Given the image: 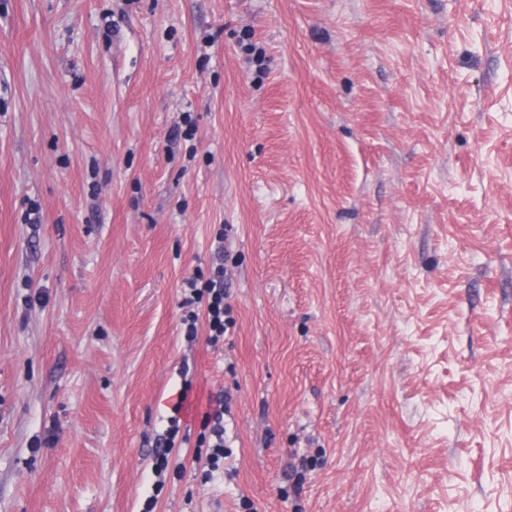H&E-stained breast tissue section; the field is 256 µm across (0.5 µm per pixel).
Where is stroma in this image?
<instances>
[{
  "mask_svg": "<svg viewBox=\"0 0 512 512\" xmlns=\"http://www.w3.org/2000/svg\"><path fill=\"white\" fill-rule=\"evenodd\" d=\"M148 505L512 512V0H0V512ZM186 284L188 288L184 290H188V295L184 297L183 304L204 307L210 329L208 341L216 345L221 339L224 340V333L233 326V320L228 316L231 305L226 302L230 295L224 284V265H219L200 285L196 278L188 279ZM207 410L202 414L200 443L207 442V456L212 470L218 469L220 459L228 457L229 451L226 444V427H224V415L228 412L225 400L213 399L211 396L207 404Z\"/></svg>",
  "mask_w": 512,
  "mask_h": 512,
  "instance_id": "1",
  "label": "stroma"
}]
</instances>
